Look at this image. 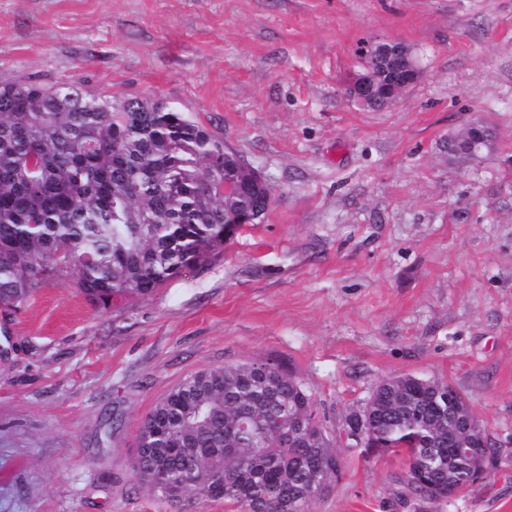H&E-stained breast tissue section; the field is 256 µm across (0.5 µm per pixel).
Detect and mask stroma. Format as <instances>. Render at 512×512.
<instances>
[{
	"instance_id": "obj_1",
	"label": "stroma",
	"mask_w": 512,
	"mask_h": 512,
	"mask_svg": "<svg viewBox=\"0 0 512 512\" xmlns=\"http://www.w3.org/2000/svg\"><path fill=\"white\" fill-rule=\"evenodd\" d=\"M418 81L345 95L378 41ZM150 96L222 135L273 203L224 251L104 310L50 278L0 312V512H239L133 471L142 420L196 372L274 358L328 428L382 380L453 386L499 453L400 502L398 456L341 448L312 512H512V0H0V81ZM481 121L492 149L453 165ZM420 68L406 56L399 61V68L392 78V91L390 102L403 91L412 86L419 78Z\"/></svg>"
}]
</instances>
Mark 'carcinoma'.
Instances as JSON below:
<instances>
[{"mask_svg":"<svg viewBox=\"0 0 512 512\" xmlns=\"http://www.w3.org/2000/svg\"><path fill=\"white\" fill-rule=\"evenodd\" d=\"M382 96L398 55L365 57ZM224 138L160 103L109 99L78 82H0V310L43 281L66 277L92 302L145 298L181 271L224 249L219 182L237 174ZM369 447L403 452L406 498L439 500L472 486L451 466L448 384L411 375L381 381L358 416ZM304 430L283 438L286 423ZM135 457L138 479L154 476L188 494L235 503L242 512H311L336 483L341 438H332L298 374L246 361L194 373L148 413Z\"/></svg>","mask_w":512,"mask_h":512,"instance_id":"carcinoma-1","label":"carcinoma"}]
</instances>
